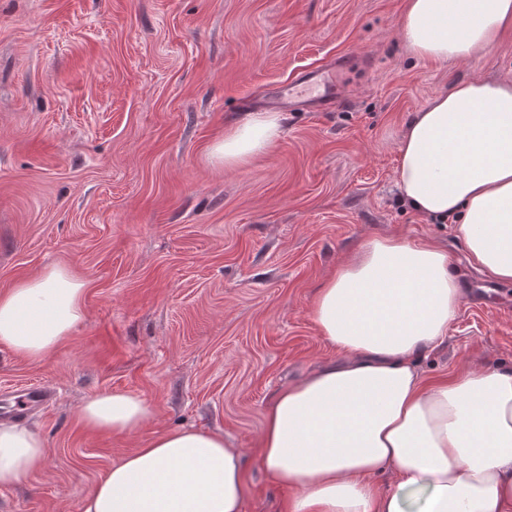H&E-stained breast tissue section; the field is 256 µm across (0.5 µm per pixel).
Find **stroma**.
I'll return each instance as SVG.
<instances>
[{
  "label": "stroma",
  "instance_id": "35a3bbf8",
  "mask_svg": "<svg viewBox=\"0 0 512 512\" xmlns=\"http://www.w3.org/2000/svg\"><path fill=\"white\" fill-rule=\"evenodd\" d=\"M406 0H0V292L61 265L84 317L38 361L0 345V391L56 401L27 423L46 463L0 487V512H82L112 464L165 431L223 433L243 456L244 512H284L294 488L255 448L275 392L338 357L308 315L363 241L430 238L464 290L434 379L512 370V285L471 266L454 224L403 203L398 144L413 112L463 80L512 81V29L464 61L419 59ZM362 58L348 106L292 112L277 145L211 160L245 99L304 68ZM104 391L144 398L131 435L93 431Z\"/></svg>",
  "mask_w": 512,
  "mask_h": 512
}]
</instances>
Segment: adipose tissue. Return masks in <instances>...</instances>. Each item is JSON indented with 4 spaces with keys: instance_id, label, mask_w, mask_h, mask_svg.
Segmentation results:
<instances>
[{
    "instance_id": "obj_1",
    "label": "adipose tissue",
    "mask_w": 512,
    "mask_h": 512,
    "mask_svg": "<svg viewBox=\"0 0 512 512\" xmlns=\"http://www.w3.org/2000/svg\"><path fill=\"white\" fill-rule=\"evenodd\" d=\"M512 27V0H407L400 30L419 57L465 59ZM284 115L257 112L210 155L227 167L274 148ZM402 199L433 223L458 222L470 263L512 284V82L474 79L414 112L398 146ZM84 280L50 267L0 294V344L37 361L84 315ZM461 300L432 240L362 243L314 296L309 314L341 354L268 402L257 454L291 486L288 512H512V371L469 368L430 382L418 357L448 332ZM148 403L103 392L84 425L131 434ZM30 428L0 425V486L41 468ZM390 468L391 491L376 474ZM241 453L223 433L171 430L112 465L83 512H243Z\"/></svg>"
}]
</instances>
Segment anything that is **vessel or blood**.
I'll return each instance as SVG.
<instances>
[{"mask_svg":"<svg viewBox=\"0 0 512 512\" xmlns=\"http://www.w3.org/2000/svg\"><path fill=\"white\" fill-rule=\"evenodd\" d=\"M269 109L288 112L307 110L324 112L341 104L338 79L320 69H306L291 82L272 90L261 101ZM56 398L54 389L44 385H28L17 389L13 398L0 401V416L20 418L32 412H40Z\"/></svg>","mask_w":512,"mask_h":512,"instance_id":"b4317fda","label":"vessel or blood"}]
</instances>
